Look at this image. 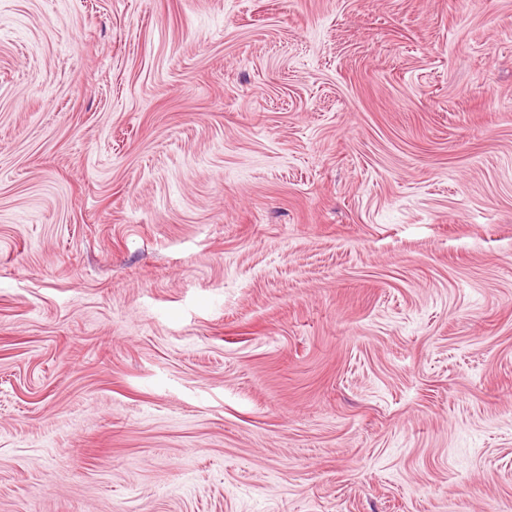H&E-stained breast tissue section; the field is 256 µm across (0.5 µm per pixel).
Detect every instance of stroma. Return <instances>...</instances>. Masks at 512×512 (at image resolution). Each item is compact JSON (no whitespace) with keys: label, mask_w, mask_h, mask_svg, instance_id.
Returning a JSON list of instances; mask_svg holds the SVG:
<instances>
[{"label":"stroma","mask_w":512,"mask_h":512,"mask_svg":"<svg viewBox=\"0 0 512 512\" xmlns=\"http://www.w3.org/2000/svg\"><path fill=\"white\" fill-rule=\"evenodd\" d=\"M0 512H512V0H0Z\"/></svg>","instance_id":"35a3bbf8"}]
</instances>
